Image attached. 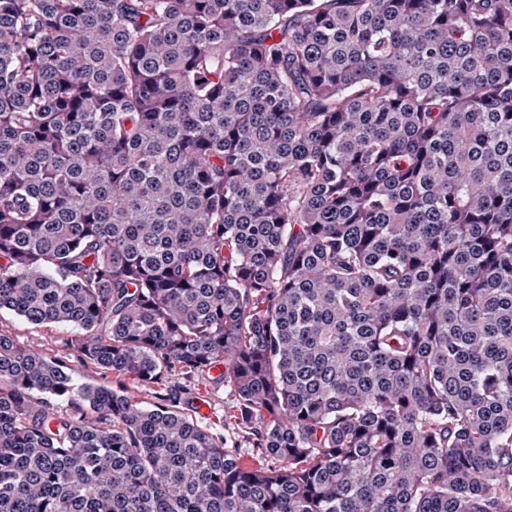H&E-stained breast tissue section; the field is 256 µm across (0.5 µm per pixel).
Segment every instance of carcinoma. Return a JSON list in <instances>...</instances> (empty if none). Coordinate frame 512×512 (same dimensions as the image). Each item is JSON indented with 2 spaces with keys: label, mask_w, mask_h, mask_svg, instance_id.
Here are the masks:
<instances>
[{
  "label": "carcinoma",
  "mask_w": 512,
  "mask_h": 512,
  "mask_svg": "<svg viewBox=\"0 0 512 512\" xmlns=\"http://www.w3.org/2000/svg\"><path fill=\"white\" fill-rule=\"evenodd\" d=\"M2 309L164 392L0 333V512H512V0H0ZM70 366L72 369V376L77 385L82 384H96L102 383L113 387H123L126 391L135 397V400L139 401L142 406L151 407L155 401L154 390H158L155 387L147 388L137 385L132 382L131 379L123 378L117 374H108L107 379H103V375L91 365L78 362L76 359H71ZM119 389V388H118ZM199 389L209 406V413L205 416L202 415L204 417L201 420L202 424L211 425L220 430L224 434L226 447L241 448L240 461L243 466L248 468L259 467L262 463L261 459L245 449L247 447L244 445L243 436H245L247 429L241 424V420L238 421L233 417H240V413L237 411L236 402L233 401L234 397L229 395L228 389L224 386H214L207 381H200Z\"/></svg>",
  "instance_id": "1"
}]
</instances>
